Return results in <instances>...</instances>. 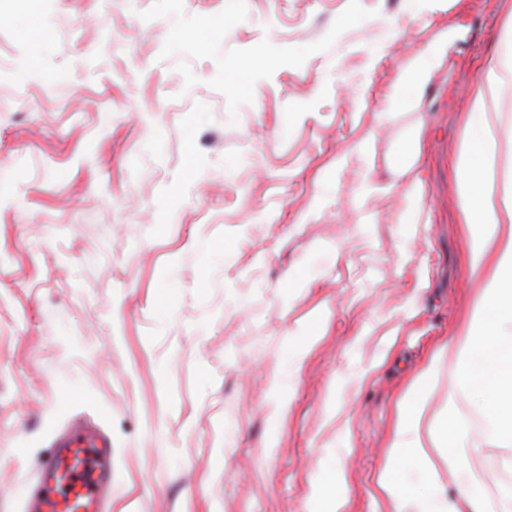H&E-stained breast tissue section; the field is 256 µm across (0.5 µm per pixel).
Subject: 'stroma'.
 Returning <instances> with one entry per match:
<instances>
[{"mask_svg": "<svg viewBox=\"0 0 512 512\" xmlns=\"http://www.w3.org/2000/svg\"><path fill=\"white\" fill-rule=\"evenodd\" d=\"M502 19L500 0H0V512L73 424L112 445V512H310L335 466L347 512H384L398 402L436 351L457 363L480 292L454 160ZM454 23L466 41L395 102ZM482 403L467 467L491 494L512 449ZM467 33V30L460 25H448V29L441 31L436 36L431 48L422 51L420 56L409 60L403 66L401 81L394 90L395 100L409 103L419 93L427 73L436 63L437 46L448 45V49H451L456 43L464 40Z\"/></svg>", "mask_w": 512, "mask_h": 512, "instance_id": "1", "label": "stroma"}]
</instances>
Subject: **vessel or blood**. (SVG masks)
<instances>
[{"mask_svg": "<svg viewBox=\"0 0 512 512\" xmlns=\"http://www.w3.org/2000/svg\"><path fill=\"white\" fill-rule=\"evenodd\" d=\"M112 490V450L102 435L74 429L39 463L29 512H106Z\"/></svg>", "mask_w": 512, "mask_h": 512, "instance_id": "1", "label": "vessel or blood"}]
</instances>
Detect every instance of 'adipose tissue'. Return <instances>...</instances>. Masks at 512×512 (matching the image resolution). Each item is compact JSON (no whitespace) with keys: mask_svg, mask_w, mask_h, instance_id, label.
I'll return each mask as SVG.
<instances>
[{"mask_svg":"<svg viewBox=\"0 0 512 512\" xmlns=\"http://www.w3.org/2000/svg\"><path fill=\"white\" fill-rule=\"evenodd\" d=\"M502 8L501 49L480 69L471 89L455 161L458 207L468 226L467 267L483 289L469 321L452 341L459 361L448 408L458 412L461 398L482 391L495 433L512 442V122L504 112L505 93L512 89V0H504ZM466 36V29L455 24L441 31L435 47L403 66L395 100L410 102L435 65L438 46H455ZM441 370L440 357H433L400 402L401 418L390 440L391 463L378 481L388 512H512V484L503 485L491 500L466 473L456 499H448L440 450L451 447L458 457L476 442L463 423L436 429L427 419ZM415 472L424 476V490L408 483V475Z\"/></svg>","mask_w":512,"mask_h":512,"instance_id":"obj_1","label":"adipose tissue"}]
</instances>
